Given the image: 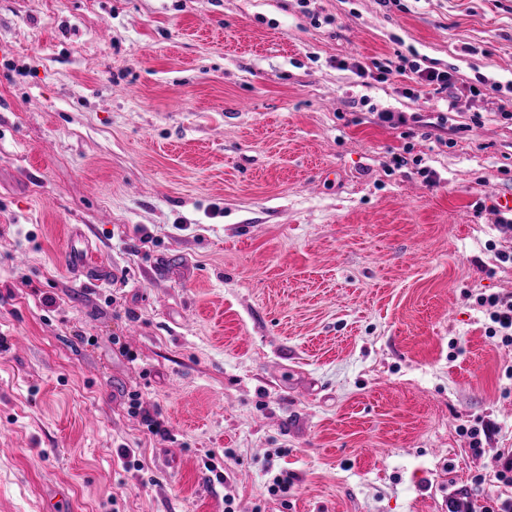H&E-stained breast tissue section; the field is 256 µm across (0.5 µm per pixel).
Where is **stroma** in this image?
I'll return each mask as SVG.
<instances>
[{
  "instance_id": "obj_1",
  "label": "stroma",
  "mask_w": 512,
  "mask_h": 512,
  "mask_svg": "<svg viewBox=\"0 0 512 512\" xmlns=\"http://www.w3.org/2000/svg\"><path fill=\"white\" fill-rule=\"evenodd\" d=\"M0 43V512H448L512 448V0H0ZM399 51L450 102L358 76ZM396 58L398 63L395 65V71L403 74L409 72L414 75L412 79L417 83L432 87L437 95H444L441 96V99L447 102L448 91L455 86L456 82L451 71L439 70L434 67L422 68L416 55L413 54L407 56L401 52L396 55ZM479 306L485 307V312L492 326L486 327L485 335L499 347L512 348V296L480 295L477 298ZM510 331V333H509ZM497 338V341L494 340Z\"/></svg>"
}]
</instances>
